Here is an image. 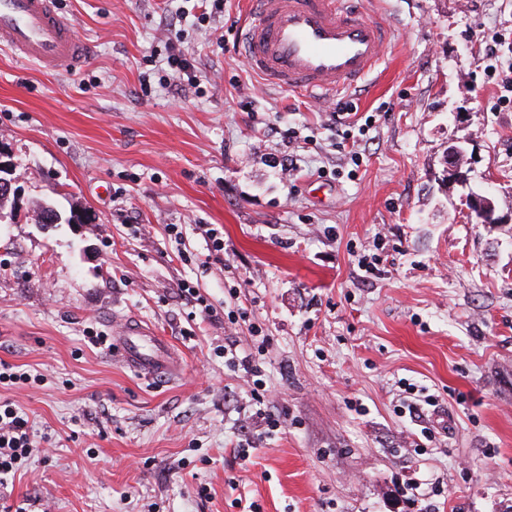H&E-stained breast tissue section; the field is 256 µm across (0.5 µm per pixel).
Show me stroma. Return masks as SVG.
Here are the masks:
<instances>
[{
  "label": "stroma",
  "instance_id": "35a3bbf8",
  "mask_svg": "<svg viewBox=\"0 0 512 512\" xmlns=\"http://www.w3.org/2000/svg\"><path fill=\"white\" fill-rule=\"evenodd\" d=\"M57 2L89 50L74 73L0 47L17 179L0 362L32 377L0 400L38 443L0 512H512V107L481 48L512 29V0H369L393 35L339 96L356 127L249 69L247 0L182 22L198 78L178 89L160 80L168 0ZM288 155L291 181L273 166ZM487 188L505 223L467 209ZM43 205L59 223H37ZM237 308L241 346L268 338L285 422L244 458L264 423L224 364ZM129 319L168 339L176 374L90 343ZM409 401L419 415L399 413Z\"/></svg>",
  "mask_w": 512,
  "mask_h": 512
}]
</instances>
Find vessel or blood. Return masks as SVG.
<instances>
[{
  "label": "vessel or blood",
  "mask_w": 512,
  "mask_h": 512,
  "mask_svg": "<svg viewBox=\"0 0 512 512\" xmlns=\"http://www.w3.org/2000/svg\"><path fill=\"white\" fill-rule=\"evenodd\" d=\"M243 24L245 55L267 84L319 97L357 88L380 65L392 31L354 0H250ZM0 46L52 74L84 60L72 22L54 0H0ZM122 363L141 376L173 371L171 347L141 322H127L114 338Z\"/></svg>",
  "instance_id": "b4317fda"
}]
</instances>
